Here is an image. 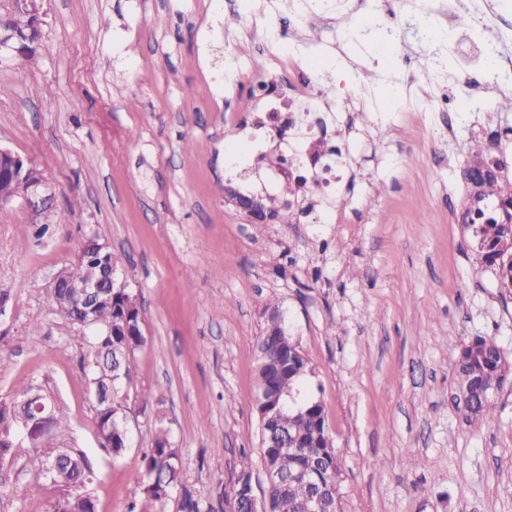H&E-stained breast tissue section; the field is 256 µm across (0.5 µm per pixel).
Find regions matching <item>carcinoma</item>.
<instances>
[{"label": "carcinoma", "instance_id": "cac0c4a2", "mask_svg": "<svg viewBox=\"0 0 512 512\" xmlns=\"http://www.w3.org/2000/svg\"><path fill=\"white\" fill-rule=\"evenodd\" d=\"M17 34L24 59L34 62L39 57L40 25L36 19L20 10L0 9V29ZM495 164L496 172L472 182L471 199L475 208L470 211V224L474 225V236L478 238L480 260L498 268L500 284L512 289V178L504 174L509 162L507 157L492 159L487 154L484 142L475 140L470 146L468 167L480 168ZM303 182H287L281 196L267 197V205L276 211L281 224L293 223L294 212L291 198L295 197ZM101 258L86 256L65 266L59 271L60 278L93 281L100 274ZM81 339H92L94 352L112 342V349L123 355L120 367L123 380L113 384V403L122 405L120 392L122 381L130 380L136 371L135 352L143 345L140 309L130 294H117L110 303L101 305L90 327L78 325ZM455 351L453 372L455 386L468 388L474 400L468 405L457 406L458 412L467 422L477 419L489 420L494 416L495 404L491 391L502 386L506 373L512 367L500 359L499 348L484 336H473L462 342L449 341ZM256 346L270 354L288 357L283 362L281 375L270 382L265 369L257 372V388L265 386L276 391H290L297 395L301 404L298 411L286 410L279 418V425L288 439L286 448H261L260 465L279 475L281 481L266 486V512H305L307 499L317 494L315 512H340L339 486L336 474L342 472L343 464L333 446L326 416L321 402L312 394L304 393L307 376L311 373L308 358L298 344L288 336H259ZM20 411L11 400L0 401V434L12 431L18 422ZM101 431L112 430V448L115 457L126 450V428L121 414L112 415V427L106 420L100 422ZM153 447L145 454L146 476H157L151 485L140 482L131 489L134 500L146 495L160 499L181 481L178 465L179 450L174 448L169 433L155 424ZM72 459L82 463L78 473L67 464L60 465L55 476L56 484L71 489L85 484L92 476V467L87 456L80 450L68 451ZM316 470V491L300 482L288 479V474L300 468ZM92 504L82 495H71L58 504L56 512H91Z\"/></svg>", "mask_w": 512, "mask_h": 512}]
</instances>
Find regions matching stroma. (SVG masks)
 Segmentation results:
<instances>
[{"label": "stroma", "instance_id": "1", "mask_svg": "<svg viewBox=\"0 0 512 512\" xmlns=\"http://www.w3.org/2000/svg\"><path fill=\"white\" fill-rule=\"evenodd\" d=\"M466 8L475 22L460 29L441 0H406L398 39L384 41L372 34L392 22L382 0L340 29L339 0H42L37 63H0V145L55 192L41 238L23 209L0 210V400L37 386L63 408L55 439L90 460L83 491L97 512H232L229 487L245 463L263 488L255 344L272 300L313 367L307 390L343 461L342 512H512V374L491 421L464 422L452 399L451 341L491 337L512 363V293L462 221L460 174L472 140L512 127V112L470 111L458 77L471 40L512 44V0ZM299 11L314 34H294ZM288 50L319 90L340 95L355 75H373L369 104L331 127L349 150L334 202L344 224L319 223L314 211L252 224L224 199L228 183L247 195L281 191L265 105L250 88L260 74L279 79ZM405 58L442 80L455 113L386 111L392 89L428 88L408 83ZM450 127L434 154L429 131ZM91 228L142 318L144 345L120 393L131 442L118 457L95 435L89 346L51 293ZM158 417L181 482L135 502ZM40 463L14 449L0 467V512H55L64 490L29 481Z\"/></svg>", "mask_w": 512, "mask_h": 512}]
</instances>
